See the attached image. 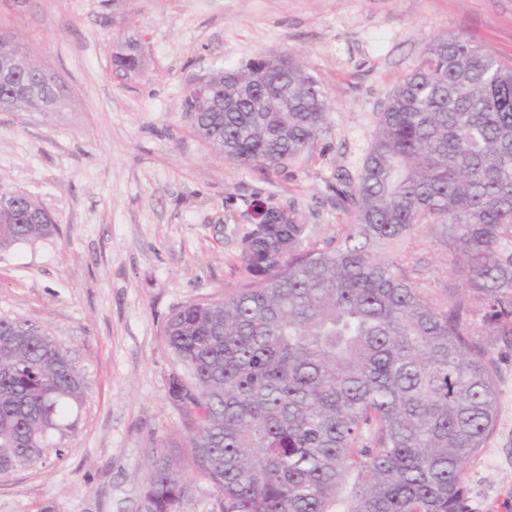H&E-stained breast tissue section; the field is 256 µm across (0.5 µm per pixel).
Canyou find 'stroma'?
<instances>
[{
    "mask_svg": "<svg viewBox=\"0 0 512 512\" xmlns=\"http://www.w3.org/2000/svg\"><path fill=\"white\" fill-rule=\"evenodd\" d=\"M449 34L512 67V0H0V37L73 92L53 112H0V188L37 196L58 227L0 250V316L64 345L90 386L62 456L0 479V512H142L147 463L179 428L168 318L240 289L257 206L294 212L321 248L351 223L337 173L358 174L389 93ZM130 43L142 67L123 77L112 57ZM263 52L293 54L330 99L276 171L212 154L183 108L200 79ZM416 251L428 293H455L436 235L418 231ZM491 351L498 421L466 469L469 512H512V344Z\"/></svg>",
    "mask_w": 512,
    "mask_h": 512,
    "instance_id": "1",
    "label": "stroma"
}]
</instances>
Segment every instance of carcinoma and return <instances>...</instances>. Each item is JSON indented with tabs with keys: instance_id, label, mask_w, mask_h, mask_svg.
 Returning <instances> with one entry per match:
<instances>
[{
	"instance_id": "carcinoma-1",
	"label": "carcinoma",
	"mask_w": 512,
	"mask_h": 512,
	"mask_svg": "<svg viewBox=\"0 0 512 512\" xmlns=\"http://www.w3.org/2000/svg\"><path fill=\"white\" fill-rule=\"evenodd\" d=\"M21 56L0 39L1 70ZM140 65L130 50L113 61ZM213 78L220 95L257 89L228 112L188 93L185 114L219 157L284 168L322 128L327 94L290 54ZM34 84L50 112L70 95L38 69L0 80V106L27 108ZM336 182L353 221L335 246L259 206L240 255L247 283L167 320L179 441L153 454L144 512H182L199 479L217 512H468L466 467L498 416L487 337L512 336V69L461 35L429 44L388 95L357 176ZM419 227L461 276L446 301L412 278ZM55 231L36 197L4 192L1 249ZM88 394L67 349L1 317L0 475L61 454Z\"/></svg>"
}]
</instances>
